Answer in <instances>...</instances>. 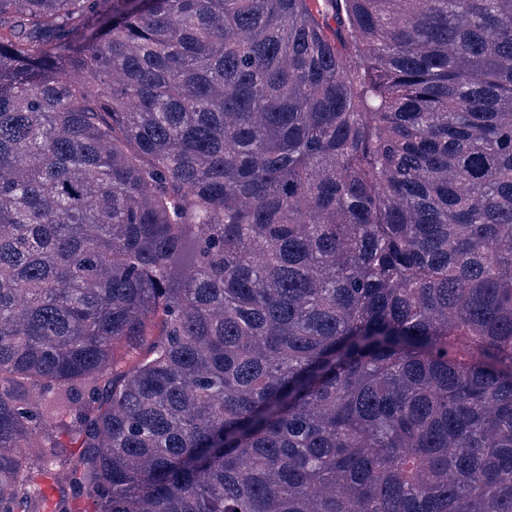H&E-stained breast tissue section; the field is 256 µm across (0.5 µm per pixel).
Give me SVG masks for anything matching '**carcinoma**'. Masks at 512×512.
I'll list each match as a JSON object with an SVG mask.
<instances>
[{"label":"carcinoma","instance_id":"cac0c4a2","mask_svg":"<svg viewBox=\"0 0 512 512\" xmlns=\"http://www.w3.org/2000/svg\"><path fill=\"white\" fill-rule=\"evenodd\" d=\"M0 0V512H512V0Z\"/></svg>","mask_w":512,"mask_h":512}]
</instances>
